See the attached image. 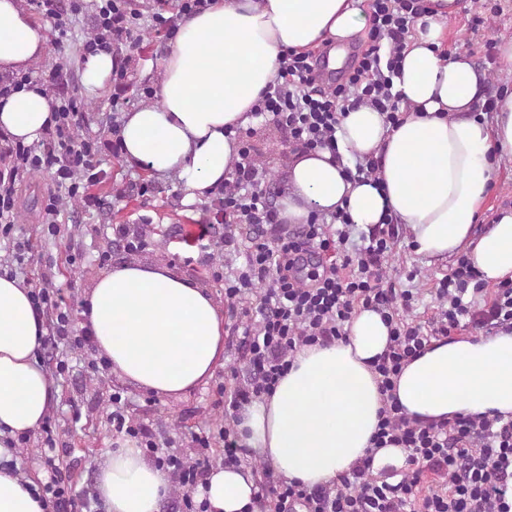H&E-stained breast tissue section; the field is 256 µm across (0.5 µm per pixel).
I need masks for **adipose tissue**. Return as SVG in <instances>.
I'll return each mask as SVG.
<instances>
[{
    "label": "adipose tissue",
    "instance_id": "1",
    "mask_svg": "<svg viewBox=\"0 0 512 512\" xmlns=\"http://www.w3.org/2000/svg\"><path fill=\"white\" fill-rule=\"evenodd\" d=\"M460 0H430L408 38L394 88L409 111L398 127L362 106L338 132L341 153L379 162L377 177L352 183L329 151L293 153L280 216L305 223L312 209H345L370 228L384 214L406 224L418 252L466 254L485 282L512 281V211L484 234L475 224L497 164L512 155V93L496 102L493 122L476 116L486 74L462 54L445 55L448 19ZM350 0H211L179 22L163 62L158 104L125 113V161L154 174L178 173L187 204L223 184L237 160L225 130L246 125L250 108L277 73L281 50L344 43L366 27ZM45 39L16 0H0V74L27 71ZM55 99L41 86L0 105V132L38 141L51 125ZM83 324L114 373L140 389L179 398L207 384L224 360V316L202 288L160 263L128 262L104 271L87 290ZM344 338L305 346L274 392L247 406L236 425L244 444L275 472L312 489L351 473L366 456L375 469L401 467L404 448L373 449L385 405L370 366L389 342L379 313L362 309ZM43 322L30 290L0 276V437L36 432L55 389L39 361ZM393 394L409 416L428 422L455 414L499 412L512 418V332L431 341L407 363ZM0 445V512H47L32 480L4 469ZM108 512H159L169 491L165 472L148 463L136 440H119L99 469ZM256 483L245 467L213 471L200 489L208 512H245Z\"/></svg>",
    "mask_w": 512,
    "mask_h": 512
}]
</instances>
